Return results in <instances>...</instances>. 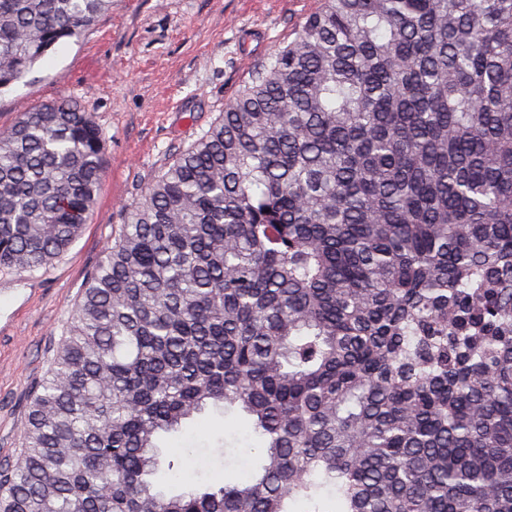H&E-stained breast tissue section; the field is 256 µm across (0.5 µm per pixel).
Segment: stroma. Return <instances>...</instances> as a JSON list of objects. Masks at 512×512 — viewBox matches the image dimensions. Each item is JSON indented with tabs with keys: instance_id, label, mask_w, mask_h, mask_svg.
<instances>
[{
	"instance_id": "stroma-1",
	"label": "stroma",
	"mask_w": 512,
	"mask_h": 512,
	"mask_svg": "<svg viewBox=\"0 0 512 512\" xmlns=\"http://www.w3.org/2000/svg\"><path fill=\"white\" fill-rule=\"evenodd\" d=\"M321 6L322 0H112L111 12L85 34L56 46L0 91V131L30 106L72 97L92 113L106 143L97 204L67 253L31 274L0 271V464L21 449L32 391L125 208ZM223 439L228 449L220 448ZM160 444L180 463L177 479L161 478L165 490L242 476L253 456L240 423L212 408Z\"/></svg>"
}]
</instances>
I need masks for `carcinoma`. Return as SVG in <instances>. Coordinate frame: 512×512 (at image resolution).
Wrapping results in <instances>:
<instances>
[{
  "label": "carcinoma",
  "mask_w": 512,
  "mask_h": 512,
  "mask_svg": "<svg viewBox=\"0 0 512 512\" xmlns=\"http://www.w3.org/2000/svg\"><path fill=\"white\" fill-rule=\"evenodd\" d=\"M112 0H0V90ZM105 140L73 98L0 134V268L66 252ZM245 479L166 494L208 406ZM0 512H512V0H323L126 210Z\"/></svg>",
  "instance_id": "obj_1"
}]
</instances>
